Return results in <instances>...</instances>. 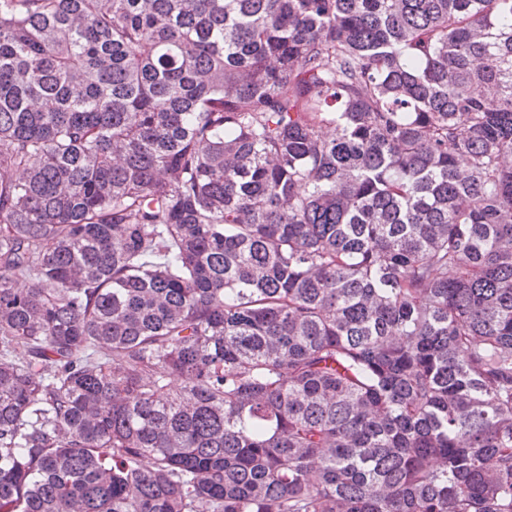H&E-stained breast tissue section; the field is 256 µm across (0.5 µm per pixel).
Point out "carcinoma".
<instances>
[{
	"instance_id": "1",
	"label": "carcinoma",
	"mask_w": 512,
	"mask_h": 512,
	"mask_svg": "<svg viewBox=\"0 0 512 512\" xmlns=\"http://www.w3.org/2000/svg\"><path fill=\"white\" fill-rule=\"evenodd\" d=\"M0 512H512V0H0Z\"/></svg>"
}]
</instances>
